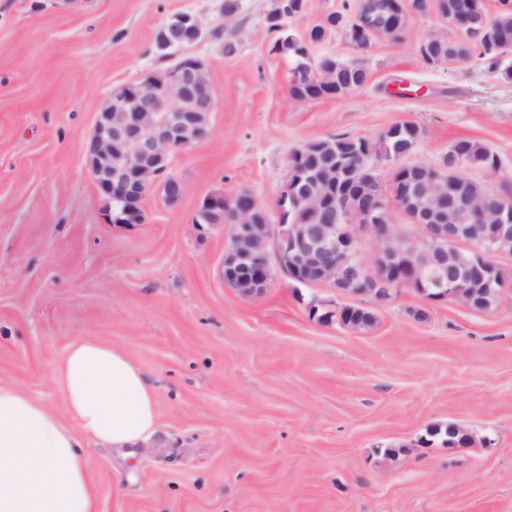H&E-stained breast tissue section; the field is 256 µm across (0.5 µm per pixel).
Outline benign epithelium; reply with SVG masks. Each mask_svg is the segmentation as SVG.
<instances>
[{
	"mask_svg": "<svg viewBox=\"0 0 512 512\" xmlns=\"http://www.w3.org/2000/svg\"><path fill=\"white\" fill-rule=\"evenodd\" d=\"M381 4L368 0L357 15L356 27L366 42L402 29L377 24ZM216 101L209 88L205 64L184 55L173 65L150 73L113 92L98 112L90 138L86 165L97 191L108 200L110 224H142L145 214L132 205L154 192L165 193L178 177L171 172L173 154L205 139L211 131L210 115ZM392 173L416 167L421 180L442 183L448 164L406 163L403 157L388 159ZM379 162L360 158L358 164L319 175L289 166L274 214L264 224H232L224 251V284L253 296L261 293L279 270L296 284L326 288L370 308L391 299L393 291L406 288L427 306L458 303L478 312L488 311L494 291L492 262L512 253V200L485 192L482 206L468 196H449L448 209L466 210L470 224H445L441 207L424 187L415 192L381 189ZM356 184L362 193L380 200L379 210L344 212L340 188ZM233 200L222 194L204 197V208L194 219L224 213ZM318 214H335L329 224L299 223V207ZM397 208L416 230L401 231L398 224L380 222L381 211ZM494 214L495 223L482 222L483 212ZM372 244L371 261L364 258Z\"/></svg>",
	"mask_w": 512,
	"mask_h": 512,
	"instance_id": "benign-epithelium-1",
	"label": "benign epithelium"
}]
</instances>
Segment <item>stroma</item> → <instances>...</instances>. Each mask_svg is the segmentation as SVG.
I'll return each instance as SVG.
<instances>
[{
	"label": "stroma",
	"mask_w": 512,
	"mask_h": 512,
	"mask_svg": "<svg viewBox=\"0 0 512 512\" xmlns=\"http://www.w3.org/2000/svg\"><path fill=\"white\" fill-rule=\"evenodd\" d=\"M225 2L0 0V381L63 412L57 368L78 336L141 369L157 425L124 448L87 442L95 512H512V288L488 313L426 309L401 288L372 328L322 325L307 306L336 294L279 272L257 296L226 287L229 227L193 221L216 192L274 209L293 148L396 123L418 127V163L484 143L499 168L470 177L512 192V78L476 55L425 62L420 42L444 28L431 13L365 48L327 32L310 61L356 60L368 80L297 101L274 43L359 0H304L278 28L277 0H233L229 20ZM183 13L200 38L159 50ZM182 52L205 63L217 102L210 135L173 156L185 194L149 195L144 223H105L84 156L96 116ZM451 423L474 445L419 446Z\"/></svg>",
	"instance_id": "obj_1"
}]
</instances>
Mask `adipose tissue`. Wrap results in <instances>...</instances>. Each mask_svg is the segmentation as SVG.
I'll return each mask as SVG.
<instances>
[{"instance_id": "1", "label": "adipose tissue", "mask_w": 512, "mask_h": 512, "mask_svg": "<svg viewBox=\"0 0 512 512\" xmlns=\"http://www.w3.org/2000/svg\"><path fill=\"white\" fill-rule=\"evenodd\" d=\"M58 375L62 415L0 382V512H94L83 440L122 448L153 433L155 393L120 349L75 338Z\"/></svg>"}]
</instances>
